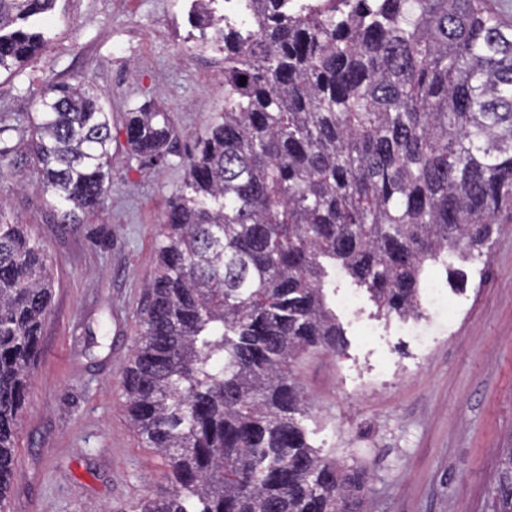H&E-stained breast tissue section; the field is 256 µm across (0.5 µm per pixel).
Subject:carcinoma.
<instances>
[{"label": "carcinoma", "instance_id": "cac0c4a2", "mask_svg": "<svg viewBox=\"0 0 512 512\" xmlns=\"http://www.w3.org/2000/svg\"><path fill=\"white\" fill-rule=\"evenodd\" d=\"M55 0H0V76L47 40ZM191 0L224 44V109L197 139L156 243L120 385L167 485L132 512H350L361 473L307 440L294 367L343 349L325 288L341 267L384 317L418 312L427 263L468 262L512 217V0H250L246 25ZM246 78L241 84L240 78ZM0 173L23 163L66 224L112 185L103 94L49 83L35 112L0 118ZM133 159L176 139L143 104ZM51 267L0 220V502L50 312ZM512 512V456L499 484Z\"/></svg>", "mask_w": 512, "mask_h": 512}]
</instances>
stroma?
<instances>
[{"label":"stroma","instance_id":"stroma-1","mask_svg":"<svg viewBox=\"0 0 512 512\" xmlns=\"http://www.w3.org/2000/svg\"><path fill=\"white\" fill-rule=\"evenodd\" d=\"M190 0H57L47 44L0 79V115L33 111L50 81L83 83L112 114V187L100 212L64 224L33 187L0 177V218L27 225L52 262L51 312L15 439L7 512H130L164 483L143 447L119 379L133 354L154 240L187 179L188 157L224 107V53L188 22ZM145 102L170 112L178 140L164 159L130 158L125 114ZM442 263L458 308L429 347L377 315L365 288L337 273L326 292L344 332L341 353L311 350L295 365L309 407L307 439L364 472L362 512H495L512 456V223L463 266ZM356 295L361 322L338 305ZM371 334H364L362 325ZM103 346L87 351V332Z\"/></svg>","mask_w":512,"mask_h":512}]
</instances>
